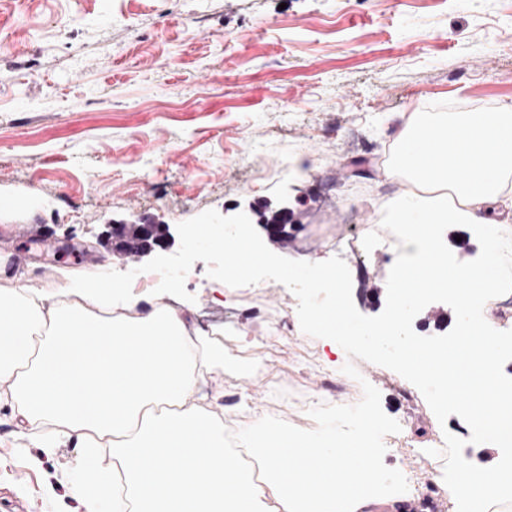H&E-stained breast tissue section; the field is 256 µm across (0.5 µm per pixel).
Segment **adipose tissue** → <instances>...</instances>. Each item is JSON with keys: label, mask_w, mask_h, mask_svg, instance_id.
<instances>
[{"label": "adipose tissue", "mask_w": 512, "mask_h": 512, "mask_svg": "<svg viewBox=\"0 0 512 512\" xmlns=\"http://www.w3.org/2000/svg\"><path fill=\"white\" fill-rule=\"evenodd\" d=\"M390 173L414 183L391 201L386 221L406 229L411 262L448 268L443 231L471 224L482 234V267L449 281L456 315L473 328L460 337L461 361L419 346L406 325L418 292L393 294L396 335L362 332L361 344L391 355L420 381L445 371L449 390L472 432L496 454L477 466L459 458L448 484L452 503L467 512H501L512 503V386H505L500 336L480 326L470 300L512 283L500 267L511 242L512 103L494 112H434L408 122L397 137ZM112 296L63 280L56 304L25 288L0 284V404L19 428L45 426L51 441L72 440L83 453V512H375L389 504L365 444L379 429L361 413V440L331 430L291 431L261 439L262 427L219 406L199 381L223 371V344L191 333L182 313L156 302L140 311L135 298L121 314L104 317ZM238 429L256 467L224 446ZM111 448L112 471L94 464L95 449Z\"/></svg>", "instance_id": "ef3b65f1"}]
</instances>
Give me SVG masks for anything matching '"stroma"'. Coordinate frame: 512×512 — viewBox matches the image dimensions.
I'll use <instances>...</instances> for the list:
<instances>
[{"mask_svg": "<svg viewBox=\"0 0 512 512\" xmlns=\"http://www.w3.org/2000/svg\"><path fill=\"white\" fill-rule=\"evenodd\" d=\"M0 31V249L21 287L52 302L62 276L117 268L105 235L120 222L176 225L236 205L257 227L285 208L292 238L270 250L325 261L405 189L378 165L355 178L356 147L394 142L430 104L512 102V0H0ZM345 262L356 309L380 314L386 258ZM186 289L178 306L192 332L234 337L265 310L298 321L290 292L264 289L242 318L233 301L248 289L215 301L203 273ZM297 360L312 364L295 384L321 418L354 434L372 408L385 479L418 512H448L431 497L423 451L462 425L438 422L388 368L349 358L322 389L321 341L298 331L281 359L201 385L250 391L266 433L299 432L295 404L268 384ZM0 424V512H82L65 478L78 448L45 453L7 408Z\"/></svg>", "mask_w": 512, "mask_h": 512, "instance_id": "obj_1", "label": "stroma"}]
</instances>
